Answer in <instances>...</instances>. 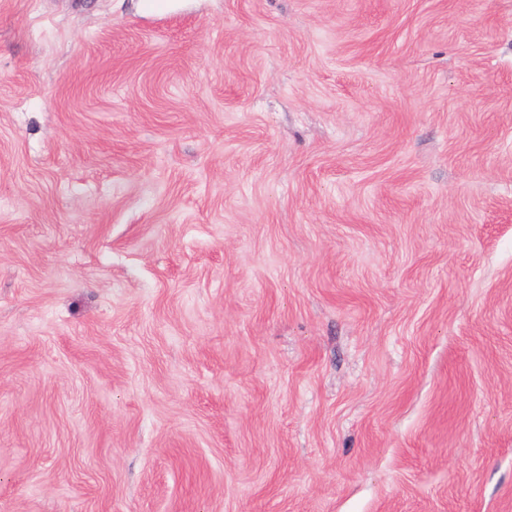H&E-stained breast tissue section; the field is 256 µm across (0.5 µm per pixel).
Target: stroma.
Segmentation results:
<instances>
[{
	"instance_id": "obj_1",
	"label": "stroma",
	"mask_w": 512,
	"mask_h": 512,
	"mask_svg": "<svg viewBox=\"0 0 512 512\" xmlns=\"http://www.w3.org/2000/svg\"><path fill=\"white\" fill-rule=\"evenodd\" d=\"M0 0V512H512V0Z\"/></svg>"
}]
</instances>
